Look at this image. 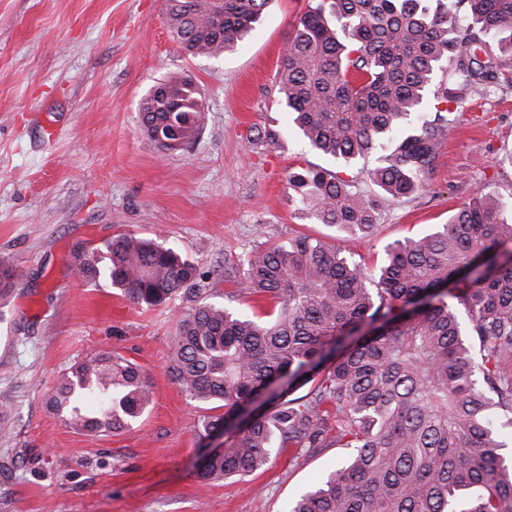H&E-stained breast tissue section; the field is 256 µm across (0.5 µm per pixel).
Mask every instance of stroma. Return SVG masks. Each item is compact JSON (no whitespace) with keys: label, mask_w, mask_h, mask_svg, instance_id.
Wrapping results in <instances>:
<instances>
[{"label":"stroma","mask_w":512,"mask_h":512,"mask_svg":"<svg viewBox=\"0 0 512 512\" xmlns=\"http://www.w3.org/2000/svg\"><path fill=\"white\" fill-rule=\"evenodd\" d=\"M307 0H271L232 51L184 53L165 0H0V263L14 284L0 297V512H285L347 449H272L244 476L201 480L196 464L210 404L167 372L190 304L147 307L109 282L79 279L73 255L119 234L174 245L223 303L224 268L262 243L303 233L352 252L372 269L385 247L446 223L479 186L512 192V91L461 112L441 140L428 188L384 202L360 241L303 219L288 195L289 167L324 164L288 129L275 73ZM180 73L203 103L201 130L164 151L144 134L138 105ZM274 129L277 141L255 143ZM112 353L149 377L153 402L133 430L90 435L66 425L48 398L58 378Z\"/></svg>","instance_id":"1"}]
</instances>
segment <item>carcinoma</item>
Returning <instances> with one entry per match:
<instances>
[{
    "mask_svg": "<svg viewBox=\"0 0 512 512\" xmlns=\"http://www.w3.org/2000/svg\"><path fill=\"white\" fill-rule=\"evenodd\" d=\"M307 0L276 74L280 105L317 154L375 157L367 177L386 198L422 193L448 127L476 98L512 89V0ZM269 0H166L165 20L192 56L236 45ZM453 108L429 114V94ZM146 135L188 146L201 120L192 80L172 74L139 104ZM298 210L340 236L376 228L378 201L318 164L288 171ZM512 196L478 188L431 232L386 246L369 272L306 234L254 250L224 278L268 318L207 302L196 266L155 239L119 235L74 266L133 302H192L168 372L192 398L220 402L202 438L224 449L200 479L245 476L273 448H352L288 512H512ZM465 313L468 322L461 320ZM306 392L298 396L301 389ZM151 384L128 360L99 355L50 397L74 428L128 431Z\"/></svg>",
    "mask_w": 512,
    "mask_h": 512,
    "instance_id": "1",
    "label": "carcinoma"
}]
</instances>
